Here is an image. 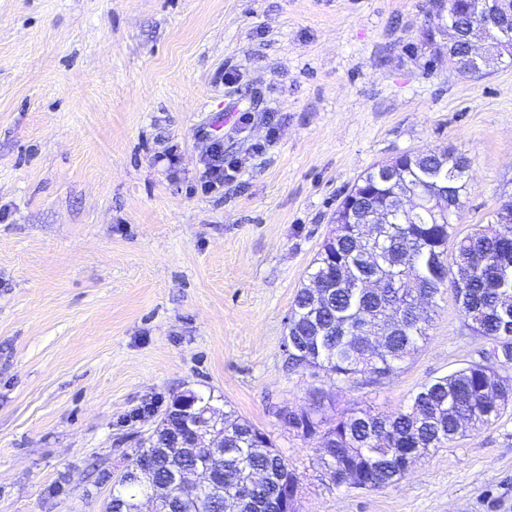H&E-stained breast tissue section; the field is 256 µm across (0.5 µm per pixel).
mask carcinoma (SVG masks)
<instances>
[{
  "instance_id": "carcinoma-1",
  "label": "carcinoma",
  "mask_w": 512,
  "mask_h": 512,
  "mask_svg": "<svg viewBox=\"0 0 512 512\" xmlns=\"http://www.w3.org/2000/svg\"><path fill=\"white\" fill-rule=\"evenodd\" d=\"M470 0H442L434 19L440 32L453 22L458 37L454 50L469 51ZM398 185L382 182L370 169L344 196L336 209H354L357 223L321 246L309 279L322 280L327 294L317 298L305 286L288 313V335L295 349L288 360L298 367L325 370L336 378L376 384L396 369L427 336L433 309L417 308L411 292L438 295L448 285L464 325L491 341V356L473 362L424 385L411 403L390 414L356 411L321 430L315 413L302 416L303 435L319 432L336 437V457L323 461L331 480L339 482L344 464L355 461L359 481L369 490L388 486L406 475V456L416 458L442 448L467 429L498 419L512 389H503L495 376L512 365V278L497 279L496 271L512 267V223L481 225L462 235L455 231L460 198L473 175L470 160L451 149L405 153L393 158ZM447 198L448 212L436 213L406 199ZM369 226L360 236V224ZM366 279L379 283L375 291L362 287ZM224 459L211 462L215 493L193 500L174 494L166 512H275L282 493L278 477L288 464L266 433L251 422L224 415ZM202 453L189 448L165 428L153 433V445L140 448L131 464L164 479L177 470L200 464ZM263 472L266 482L254 486L250 475ZM147 491L145 481L128 473L112 485V512H139Z\"/></svg>"
}]
</instances>
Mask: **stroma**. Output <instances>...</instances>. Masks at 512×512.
I'll use <instances>...</instances> for the list:
<instances>
[{"mask_svg":"<svg viewBox=\"0 0 512 512\" xmlns=\"http://www.w3.org/2000/svg\"><path fill=\"white\" fill-rule=\"evenodd\" d=\"M429 11L0 0V512H103L188 391L268 435L298 478L296 512H512V405L369 491L336 485L317 438L275 414L389 413L490 346L447 290L380 384L290 366L285 347L336 209L374 164L467 156L461 232L512 192V66L459 72ZM237 99L255 112L231 137ZM216 140L242 167L205 193Z\"/></svg>","mask_w":512,"mask_h":512,"instance_id":"35a3bbf8","label":"stroma"}]
</instances>
